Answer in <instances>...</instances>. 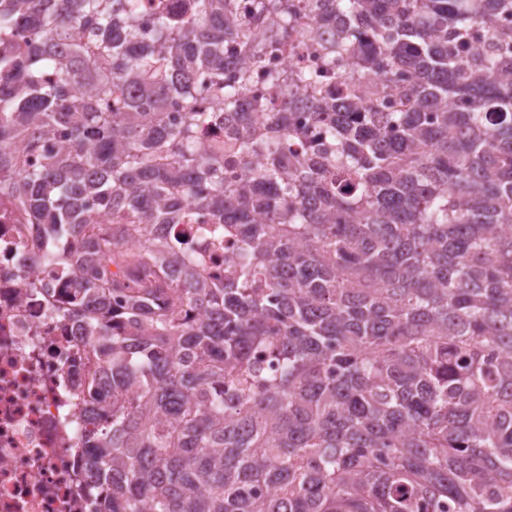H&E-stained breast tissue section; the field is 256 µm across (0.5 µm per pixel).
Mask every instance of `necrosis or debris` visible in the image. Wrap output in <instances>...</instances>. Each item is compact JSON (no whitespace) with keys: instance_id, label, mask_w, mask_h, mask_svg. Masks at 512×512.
I'll return each instance as SVG.
<instances>
[{"instance_id":"4bbe7bcc","label":"necrosis or debris","mask_w":512,"mask_h":512,"mask_svg":"<svg viewBox=\"0 0 512 512\" xmlns=\"http://www.w3.org/2000/svg\"><path fill=\"white\" fill-rule=\"evenodd\" d=\"M318 45L294 35L266 47L250 89L270 107L280 102L264 71H300L309 86L334 84L321 72ZM17 215L0 220V512H88L102 488L87 477L67 375L84 347L83 322L63 318L64 283L21 260Z\"/></svg>"}]
</instances>
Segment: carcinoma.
<instances>
[{
    "instance_id": "obj_1",
    "label": "carcinoma",
    "mask_w": 512,
    "mask_h": 512,
    "mask_svg": "<svg viewBox=\"0 0 512 512\" xmlns=\"http://www.w3.org/2000/svg\"><path fill=\"white\" fill-rule=\"evenodd\" d=\"M231 3L0 0L33 38L0 54V204L85 325L90 512H512V0ZM304 10L359 68L309 101L268 72V112L244 92Z\"/></svg>"
}]
</instances>
